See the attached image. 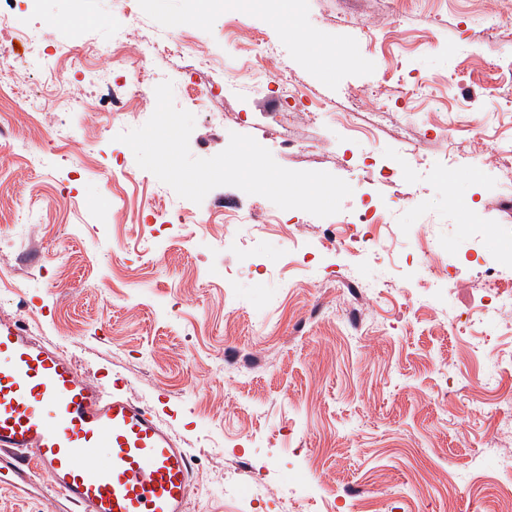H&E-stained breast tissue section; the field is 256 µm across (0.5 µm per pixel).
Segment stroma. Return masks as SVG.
<instances>
[{"mask_svg":"<svg viewBox=\"0 0 512 512\" xmlns=\"http://www.w3.org/2000/svg\"><path fill=\"white\" fill-rule=\"evenodd\" d=\"M488 0H42L41 45L60 52L44 82L0 32V236L9 238L11 287L0 320L22 322L73 354L78 370L154 410L193 456L188 512H512L496 487L512 454L487 382L512 342L473 345L483 326L471 261L512 255V35ZM184 52L139 60L118 49L96 86L76 82L89 47L120 26L165 33ZM277 44L275 70L317 111H285L268 91L209 98L195 112L193 156L252 136L291 170L350 184L339 213L301 211L256 229L271 213L259 195L223 186L199 206L203 226L169 230L143 251V220L178 201L138 168L118 133L142 126L155 101L133 100L140 79L205 91L214 73L252 64V33ZM212 68L193 67L194 52ZM38 95L40 111L24 100ZM378 98L381 116L353 111ZM124 107L114 122L112 101ZM72 124L54 131L53 115ZM486 113L482 128L470 113ZM458 122L456 138L443 122ZM292 148H285V141ZM387 219L381 249L322 247L360 201ZM65 250L66 265L54 259ZM366 293L351 300L346 284ZM356 305L354 339L342 311ZM47 479L0 469V512H77Z\"/></svg>","mask_w":512,"mask_h":512,"instance_id":"stroma-1","label":"stroma"}]
</instances>
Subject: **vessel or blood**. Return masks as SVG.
Masks as SVG:
<instances>
[{
    "label": "vessel or blood",
    "mask_w": 512,
    "mask_h": 512,
    "mask_svg": "<svg viewBox=\"0 0 512 512\" xmlns=\"http://www.w3.org/2000/svg\"><path fill=\"white\" fill-rule=\"evenodd\" d=\"M79 373L60 347L0 322V465L49 479L79 512H187L192 458L151 409Z\"/></svg>",
    "instance_id": "b4317fda"
}]
</instances>
